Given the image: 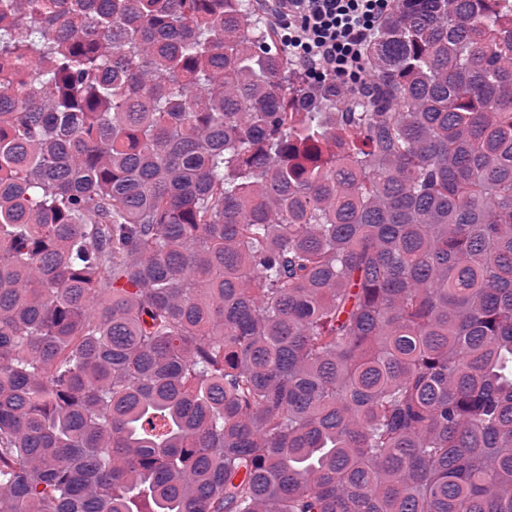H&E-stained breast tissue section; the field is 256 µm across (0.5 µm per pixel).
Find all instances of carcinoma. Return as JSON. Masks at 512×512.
Instances as JSON below:
<instances>
[{"instance_id":"carcinoma-1","label":"carcinoma","mask_w":512,"mask_h":512,"mask_svg":"<svg viewBox=\"0 0 512 512\" xmlns=\"http://www.w3.org/2000/svg\"><path fill=\"white\" fill-rule=\"evenodd\" d=\"M366 83L267 0H0V512H512V4Z\"/></svg>"}]
</instances>
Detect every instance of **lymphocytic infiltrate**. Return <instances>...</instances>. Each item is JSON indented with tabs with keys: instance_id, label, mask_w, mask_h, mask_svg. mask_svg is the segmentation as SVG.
<instances>
[{
	"instance_id": "obj_1",
	"label": "lymphocytic infiltrate",
	"mask_w": 512,
	"mask_h": 512,
	"mask_svg": "<svg viewBox=\"0 0 512 512\" xmlns=\"http://www.w3.org/2000/svg\"><path fill=\"white\" fill-rule=\"evenodd\" d=\"M281 41L311 78L366 80L363 54L394 0H274Z\"/></svg>"
}]
</instances>
